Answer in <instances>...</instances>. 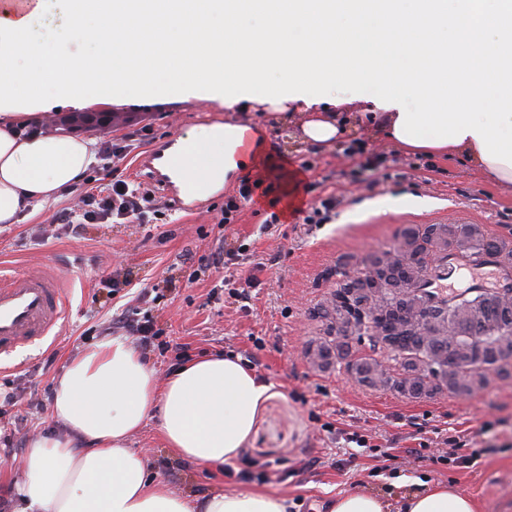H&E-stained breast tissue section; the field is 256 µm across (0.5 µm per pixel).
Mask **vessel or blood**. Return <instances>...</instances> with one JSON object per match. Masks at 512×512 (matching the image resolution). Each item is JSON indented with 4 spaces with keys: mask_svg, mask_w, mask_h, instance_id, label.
Wrapping results in <instances>:
<instances>
[{
    "mask_svg": "<svg viewBox=\"0 0 512 512\" xmlns=\"http://www.w3.org/2000/svg\"><path fill=\"white\" fill-rule=\"evenodd\" d=\"M180 171L179 182L159 177V163ZM220 161L198 155L191 168L169 157L166 147L143 155L138 167L144 178L162 196L173 199L178 208L193 212L211 198L216 188L211 173ZM68 302L59 277L41 271L16 273L0 279V361L11 358L19 349L52 336L67 313Z\"/></svg>",
    "mask_w": 512,
    "mask_h": 512,
    "instance_id": "b4317fda",
    "label": "vessel or blood"
}]
</instances>
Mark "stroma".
<instances>
[{"instance_id": "stroma-1", "label": "stroma", "mask_w": 512, "mask_h": 512, "mask_svg": "<svg viewBox=\"0 0 512 512\" xmlns=\"http://www.w3.org/2000/svg\"><path fill=\"white\" fill-rule=\"evenodd\" d=\"M88 112L94 120L81 124L80 133L105 146L139 142L119 163L130 182L140 180L141 152L217 117L265 136L271 160L231 176L223 195L199 214L171 209L146 224L108 220L40 241L34 226L69 211L85 189L80 183L52 207L0 229V272L50 268L64 277L69 298L62 335L22 349L0 368V394L21 397L0 415V501L4 486L21 476L17 463L29 437L54 426L55 378L86 347L124 336L110 322L131 312L153 317L171 346L147 355L159 373L169 372L181 346L190 358L253 356L255 373L274 384L251 440L223 470L173 459L156 422H147L130 445L148 449L154 472L177 491L200 498L234 489L268 492L287 496L292 512H313V505L356 489L394 499L400 490L393 481L405 475L454 486L476 512H512V379L493 375L466 397L410 401L360 385L344 370H318L305 356L319 334L314 310L334 289L339 267L360 266L393 248L410 224H480L493 234L512 233L511 192L458 160L396 152L368 133L358 135L362 151L355 155L344 141L303 142L297 126L273 123L255 104L228 112L213 102L162 99L95 103ZM246 179L261 185L242 200L238 223L220 225L225 197ZM330 196L337 200L330 223H303L302 212ZM274 213L280 221L272 225ZM241 246L247 258L230 273L240 287L257 279L247 287L248 300L229 296L221 269L189 281L185 255L198 259ZM107 275L130 279L129 294L110 297L100 283ZM32 397L39 406L29 405ZM352 433L364 436L365 447L349 441ZM446 436L459 437L461 454L478 452L474 465L433 461Z\"/></svg>"}]
</instances>
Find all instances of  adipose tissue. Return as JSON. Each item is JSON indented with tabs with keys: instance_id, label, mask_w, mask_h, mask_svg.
Returning <instances> with one entry per match:
<instances>
[{
	"instance_id": "1",
	"label": "adipose tissue",
	"mask_w": 512,
	"mask_h": 512,
	"mask_svg": "<svg viewBox=\"0 0 512 512\" xmlns=\"http://www.w3.org/2000/svg\"><path fill=\"white\" fill-rule=\"evenodd\" d=\"M46 0L0 8V224L57 202L96 161V141L22 134L19 115L48 104L80 110L154 99L302 104V136L345 140L357 128L397 148L458 157L512 191V0H62L60 43L36 41ZM86 41L90 53L67 43ZM225 174L254 164L248 125L199 126L182 139ZM239 356L206 354L168 376L111 337L70 362L54 386L62 429L30 438L10 488L17 512H288L286 497L232 490L199 499L152 473L130 440L150 419L176 458L235 460L271 399ZM330 512H474L445 485L423 484L399 506L371 492L338 495Z\"/></svg>"
}]
</instances>
